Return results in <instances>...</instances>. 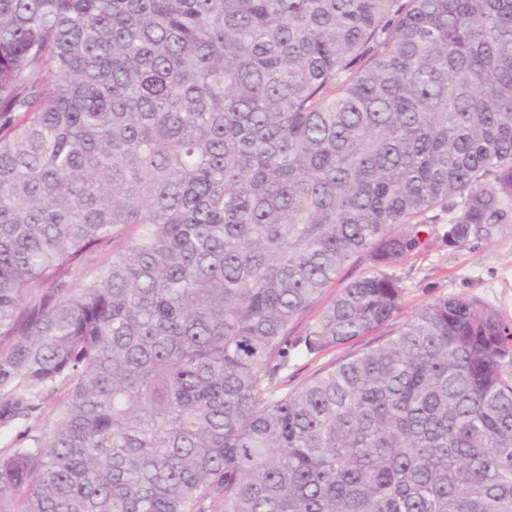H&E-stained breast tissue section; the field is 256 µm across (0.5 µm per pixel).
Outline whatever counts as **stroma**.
Returning <instances> with one entry per match:
<instances>
[{"label": "stroma", "instance_id": "35a3bbf8", "mask_svg": "<svg viewBox=\"0 0 512 512\" xmlns=\"http://www.w3.org/2000/svg\"><path fill=\"white\" fill-rule=\"evenodd\" d=\"M446 230L443 224L425 227L421 245L394 268L403 287L402 317L437 298L456 295L479 299L512 325V222L497 225L492 236L473 235L461 245L449 244ZM385 338L380 332L317 358L293 360L288 385L301 386L320 368Z\"/></svg>", "mask_w": 512, "mask_h": 512}]
</instances>
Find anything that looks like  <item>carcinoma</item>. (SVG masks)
<instances>
[{
	"label": "carcinoma",
	"mask_w": 512,
	"mask_h": 512,
	"mask_svg": "<svg viewBox=\"0 0 512 512\" xmlns=\"http://www.w3.org/2000/svg\"><path fill=\"white\" fill-rule=\"evenodd\" d=\"M443 213L512 220V0H0V426L67 388L0 512H512L480 300L282 376L396 318ZM367 268L368 266L365 262L350 263L349 265H347L346 268L338 277L336 284H334L332 288H329V290L324 295L322 300L323 303H326L329 300H331L336 295V293L350 281H353L365 275L367 272ZM387 337L386 332L382 331L377 333L376 336H367L358 340L354 344L330 350L319 358H299L293 360L292 367L288 370V379H286L288 380V389L295 388L306 383L320 368L337 362L354 352L360 351L367 345H376L386 340Z\"/></svg>",
	"instance_id": "1"
}]
</instances>
